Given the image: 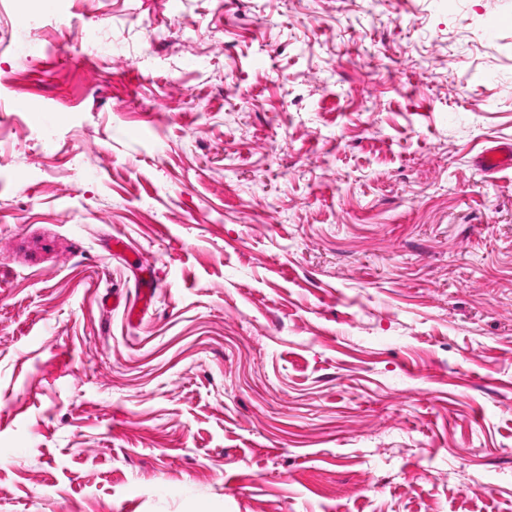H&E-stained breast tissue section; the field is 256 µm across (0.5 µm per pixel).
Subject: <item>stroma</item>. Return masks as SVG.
Segmentation results:
<instances>
[{"label": "stroma", "mask_w": 512, "mask_h": 512, "mask_svg": "<svg viewBox=\"0 0 512 512\" xmlns=\"http://www.w3.org/2000/svg\"><path fill=\"white\" fill-rule=\"evenodd\" d=\"M32 8L0 0V512H512V171L476 164L512 0Z\"/></svg>", "instance_id": "1"}]
</instances>
